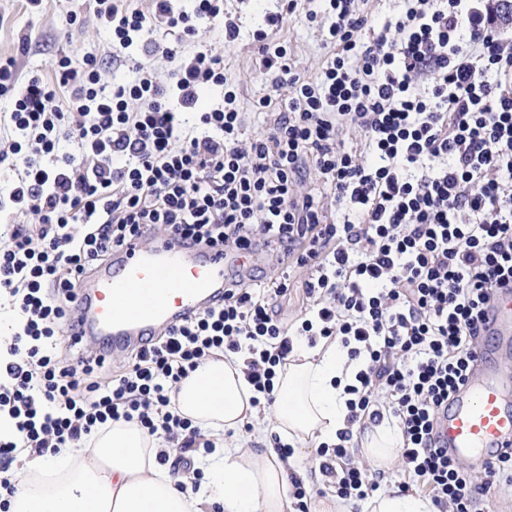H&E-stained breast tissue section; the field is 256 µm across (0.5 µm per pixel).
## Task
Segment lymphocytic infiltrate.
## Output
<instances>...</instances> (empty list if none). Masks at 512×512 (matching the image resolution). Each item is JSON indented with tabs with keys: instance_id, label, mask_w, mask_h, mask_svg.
I'll return each mask as SVG.
<instances>
[{
	"instance_id": "obj_1",
	"label": "lymphocytic infiltrate",
	"mask_w": 512,
	"mask_h": 512,
	"mask_svg": "<svg viewBox=\"0 0 512 512\" xmlns=\"http://www.w3.org/2000/svg\"><path fill=\"white\" fill-rule=\"evenodd\" d=\"M91 0L111 33L110 60L131 80L105 86L102 61L57 56L53 80H19L0 64L12 98L0 169V302L21 323L0 358V512L7 474L24 448H73L108 422L137 423L168 440L173 464L199 490V428L171 392L212 355L242 360L253 406L275 400L294 340L339 338L361 360L347 386L349 428L393 418L403 435L400 492L419 489L437 512H477L492 486L512 485V452L474 484L437 447V414L460 383L495 288L512 283V33L498 0H404L376 25L369 0H278L253 35L268 92L245 112L222 52L185 43L204 26L240 36L224 0ZM316 27L325 54L302 72L282 35L284 17ZM169 31L173 40L159 38ZM167 74L158 77V63ZM219 98L199 110L202 89ZM358 131L347 147L342 133ZM70 141L75 153L60 152ZM317 183H309V174ZM337 218H329V209ZM38 221L23 222L24 213ZM249 256H279L274 275L248 270L224 301L136 351L105 382L104 357L63 358L77 278L114 248L156 230ZM308 270L310 306L278 317L290 272ZM319 445L318 468L343 499L363 500L383 474L351 463V433Z\"/></svg>"
}]
</instances>
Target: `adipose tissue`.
I'll return each mask as SVG.
<instances>
[{
    "label": "adipose tissue",
    "instance_id": "ef3b65f1",
    "mask_svg": "<svg viewBox=\"0 0 512 512\" xmlns=\"http://www.w3.org/2000/svg\"><path fill=\"white\" fill-rule=\"evenodd\" d=\"M358 362L339 342L308 348L296 342L277 373L271 425L281 440L299 449L336 442L352 432L359 455L391 468L403 444L389 423L348 426L347 385ZM244 366L236 357L216 355L184 379L172 395L174 409L201 425L214 449L202 463L203 491L181 489L178 478L155 461L157 441L133 422L109 423L82 447L29 460L11 472L16 487L10 512H288V478L307 480L294 455L280 457L264 436L229 447L227 432L256 417Z\"/></svg>",
    "mask_w": 512,
    "mask_h": 512
}]
</instances>
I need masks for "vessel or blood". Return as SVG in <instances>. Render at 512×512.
I'll return each instance as SVG.
<instances>
[{"label":"vessel or blood","instance_id":"b4317fda","mask_svg":"<svg viewBox=\"0 0 512 512\" xmlns=\"http://www.w3.org/2000/svg\"><path fill=\"white\" fill-rule=\"evenodd\" d=\"M249 264L233 252L168 236L128 241L77 281L68 330L74 341L99 338L108 352H132L182 320L219 303L232 274ZM471 371L438 414L437 436L450 457L486 470L512 447V286L495 289Z\"/></svg>","mask_w":512,"mask_h":512}]
</instances>
